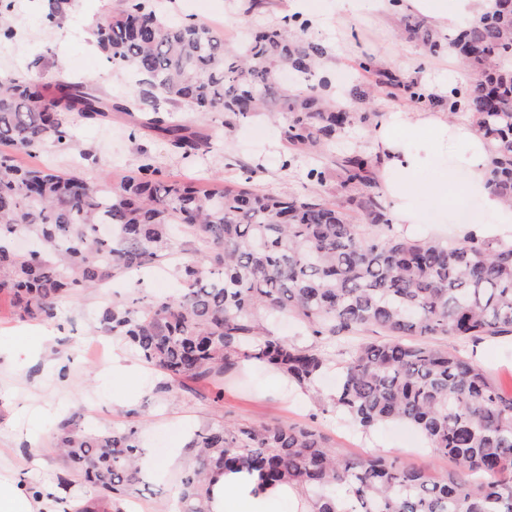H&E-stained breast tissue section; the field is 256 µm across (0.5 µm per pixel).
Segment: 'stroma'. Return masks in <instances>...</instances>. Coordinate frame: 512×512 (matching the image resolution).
I'll list each match as a JSON object with an SVG mask.
<instances>
[{
    "label": "stroma",
    "instance_id": "1",
    "mask_svg": "<svg viewBox=\"0 0 512 512\" xmlns=\"http://www.w3.org/2000/svg\"><path fill=\"white\" fill-rule=\"evenodd\" d=\"M262 2V7L251 11L247 0H157L156 9L174 21L201 20L234 45L239 30L282 26L288 0ZM117 5V0H69L65 16L52 23L42 12V0H13L6 23L15 36L0 47V76L31 73L53 82L64 75L71 81L90 82L106 97H127L135 74L112 66L92 37L94 22ZM406 19L400 13L383 21L373 10V0H362L358 13L346 19L337 17L333 5H326L323 23L309 27V36L326 45L328 59L341 70L342 90L332 94V101L354 115L353 123L323 154L288 153L275 123L251 117L229 129L223 114L215 113L204 122L214 137V147L187 160L154 132L133 127L126 116L117 113L107 124L74 121L78 151L49 146L36 155L15 154L14 159L21 165L48 167L115 185L149 158L161 176L172 181L189 179L208 186L246 182L267 195L316 197L336 204L352 223H364L356 205L361 191L344 186L341 162L356 153L372 156L373 129L390 113L417 112L421 106L374 87L372 77L361 70V62L372 59L376 69L416 82L462 63L451 48L429 53L418 38L405 32ZM94 72L99 75L95 81L90 78ZM359 86L371 88L369 99L354 96ZM315 166L325 169L323 182L309 178L308 171ZM182 260L179 254L163 260L138 285L127 277L104 288H79L60 299L55 319L43 325L53 334L50 353L36 363L28 356V344L41 325L21 318L8 299L0 298V475H9L28 456L29 437L39 436L49 447L22 481L26 497L36 498L39 491L58 484L63 463L55 445L62 422L95 433L127 425L134 420L129 416L133 410L139 413L134 421L142 446L152 453L156 468L148 485L127 499V512H168L176 501L175 486L184 468L166 467V458L172 449L186 447L194 431L216 418L246 425L301 424L328 435L344 457L383 455L409 467L447 471V460L425 448L415 430L389 424L358 431L324 411L321 403L298 400L291 388L280 385L276 376L261 367H234L206 382L174 380L143 363L124 340L100 331V314L112 303L174 294L180 286L175 268ZM435 343L474 356L493 378L512 382V339L471 343L451 336L436 338ZM118 361L135 372L124 386L136 394L134 404L117 399L119 388L112 367Z\"/></svg>",
    "mask_w": 512,
    "mask_h": 512
}]
</instances>
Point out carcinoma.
Returning <instances> with one entry per match:
<instances>
[{"label":"carcinoma","mask_w":512,"mask_h":512,"mask_svg":"<svg viewBox=\"0 0 512 512\" xmlns=\"http://www.w3.org/2000/svg\"><path fill=\"white\" fill-rule=\"evenodd\" d=\"M409 29L432 53L451 44L480 79L446 101L388 72L381 83L415 103L475 117L494 147L489 185L512 201V9L495 6L451 41L422 18ZM94 37L112 65L139 76L134 105L79 82L0 79V296L22 317L49 321L69 290L150 268L178 246L201 256L177 267L180 294L109 306L102 331L172 379L220 376L249 360L306 388L334 363L341 383L332 411L365 431L405 423L452 463L434 476L394 458L344 459L308 427L217 420L191 440L196 465L176 486L179 512H206V480L219 471L255 473L263 487L296 485L311 512H512V394L471 357L424 342L512 335V245L396 232L358 154L341 167L344 185L363 189L365 224L319 199L166 181L150 161L118 186L18 165L17 152L70 149L75 118L104 123L114 112L185 158L209 148L204 129L161 115L162 99L202 119L280 114L281 137L294 151L327 147L353 121L322 94L328 80L314 62L326 47L305 24L291 34L286 25L263 28L230 49L204 22H165L153 0H120ZM283 66L297 88L278 80ZM19 236L38 241L36 255L11 249ZM276 314L302 321L311 342L265 329L263 319ZM365 331L384 339L365 340ZM56 446L65 461L59 487L67 490L72 475L92 490L75 512H124V498L146 483L133 424L92 434L63 423Z\"/></svg>","instance_id":"1"}]
</instances>
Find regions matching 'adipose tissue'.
Returning a JSON list of instances; mask_svg holds the SVG:
<instances>
[{
	"label": "adipose tissue",
	"instance_id": "obj_1",
	"mask_svg": "<svg viewBox=\"0 0 512 512\" xmlns=\"http://www.w3.org/2000/svg\"><path fill=\"white\" fill-rule=\"evenodd\" d=\"M383 17L394 15L395 7L426 18L441 30L448 29L458 17H480L490 11L493 0H376ZM378 159L377 175L389 200L392 224L405 236L424 233L437 235V216L449 204L462 206L468 197H479L483 211L464 210L455 227V238L492 240L512 244V205L487 186L488 172L494 156L476 120L464 124L450 122L447 111L393 112L372 134ZM428 141L444 148L457 141L466 147L463 170L441 174L435 188H427L424 172L432 163L429 151H417L415 143ZM209 512H282L291 504V512H309V504L296 487L282 485L259 489L255 478L237 473H218L208 483Z\"/></svg>",
	"mask_w": 512,
	"mask_h": 512
}]
</instances>
